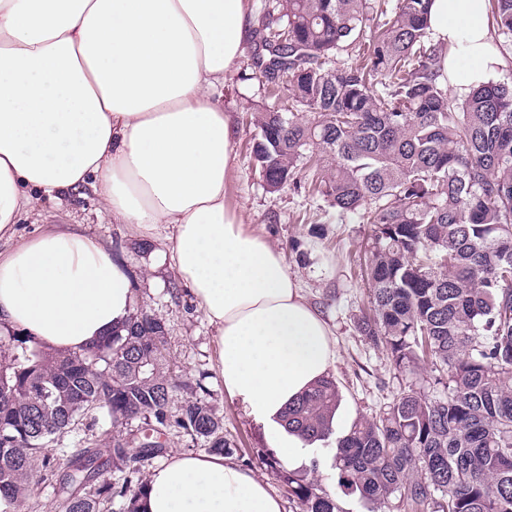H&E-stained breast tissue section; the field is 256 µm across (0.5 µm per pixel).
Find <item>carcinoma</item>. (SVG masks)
<instances>
[{"mask_svg":"<svg viewBox=\"0 0 512 512\" xmlns=\"http://www.w3.org/2000/svg\"><path fill=\"white\" fill-rule=\"evenodd\" d=\"M430 0H266L253 67L284 85L291 112L257 113L252 157L270 193L303 185L341 217L371 225L361 266L371 284L360 332L386 347L396 369L428 364L440 393L413 383L380 415L337 442L339 484L408 512H512V84L489 81L460 100L439 65ZM489 24L512 44V0H492ZM354 51L361 60L342 58ZM165 322L143 309L123 330L79 351L0 335V512H20L33 481H51L62 512L123 501L140 512L142 463L157 437L184 431L208 453L229 454L204 389H189L165 354ZM179 390L190 391L169 411ZM339 400L326 378L292 402L289 431L332 433ZM118 436L57 447L89 414ZM137 423L134 433L119 437ZM303 512H339L276 459ZM105 469L123 482L101 478Z\"/></svg>","mask_w":512,"mask_h":512,"instance_id":"obj_1","label":"carcinoma"}]
</instances>
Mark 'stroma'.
<instances>
[{
    "instance_id": "1",
    "label": "stroma",
    "mask_w": 512,
    "mask_h": 512,
    "mask_svg": "<svg viewBox=\"0 0 512 512\" xmlns=\"http://www.w3.org/2000/svg\"><path fill=\"white\" fill-rule=\"evenodd\" d=\"M253 51V46H246L225 78L220 99L238 128L230 200L247 226L262 232L282 251L307 300L329 326L337 351L330 376L339 389V421L330 437L319 441V455L311 466L298 468L297 473L316 493L333 497L340 512H401L397 500L373 504L340 488L334 465L336 442L360 417L382 413L405 386L422 382L430 371L423 363L412 373L397 371L383 346L369 342L358 330V319L370 306L368 281L359 267L360 257L371 244L369 225L354 218L339 220L327 203L307 190L288 185L271 194L265 189L252 159L256 134L252 119L268 108H291L292 102L285 95H268L252 66ZM40 207L48 223L68 224L97 238L121 262L134 288L136 308L162 318L169 328L166 354L176 374L206 387L208 401L223 419L224 436L234 449V458L269 483L285 512H301L287 484L265 462L272 444L262 428L224 393L216 371L212 330L174 271L161 262L167 241L137 237L128 225L112 222L88 191L69 193L59 201L45 200Z\"/></svg>"
}]
</instances>
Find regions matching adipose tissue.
Returning a JSON list of instances; mask_svg holds the SVG:
<instances>
[{"mask_svg":"<svg viewBox=\"0 0 512 512\" xmlns=\"http://www.w3.org/2000/svg\"><path fill=\"white\" fill-rule=\"evenodd\" d=\"M487 0H433L441 68L458 95L501 69ZM253 37L249 0H0V335L77 351L122 328L131 282L91 236L46 225L17 239L39 202L86 188L164 260L212 328L224 392L278 458L309 462L289 403L336 362L326 321L282 252L228 205L237 127L215 95ZM144 512H284L233 458L171 452Z\"/></svg>","mask_w":512,"mask_h":512,"instance_id":"obj_1","label":"adipose tissue"}]
</instances>
